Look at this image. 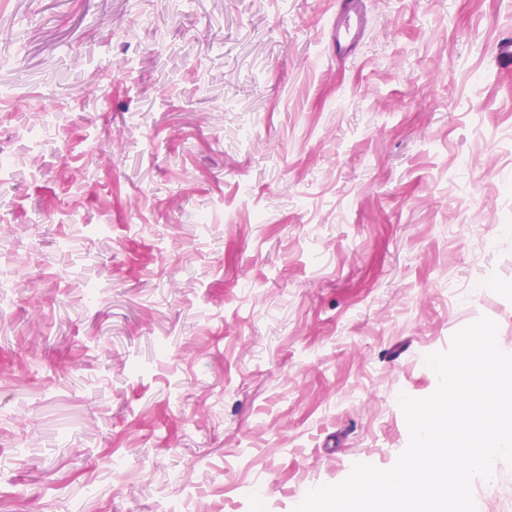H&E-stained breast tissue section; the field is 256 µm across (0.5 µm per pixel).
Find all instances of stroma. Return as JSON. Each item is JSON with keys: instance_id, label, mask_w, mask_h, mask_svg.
<instances>
[{"instance_id": "1", "label": "stroma", "mask_w": 512, "mask_h": 512, "mask_svg": "<svg viewBox=\"0 0 512 512\" xmlns=\"http://www.w3.org/2000/svg\"><path fill=\"white\" fill-rule=\"evenodd\" d=\"M367 3L0 0V512H293L512 353V0ZM365 0H336V23L330 28L329 43L337 58L355 54L366 26Z\"/></svg>"}]
</instances>
